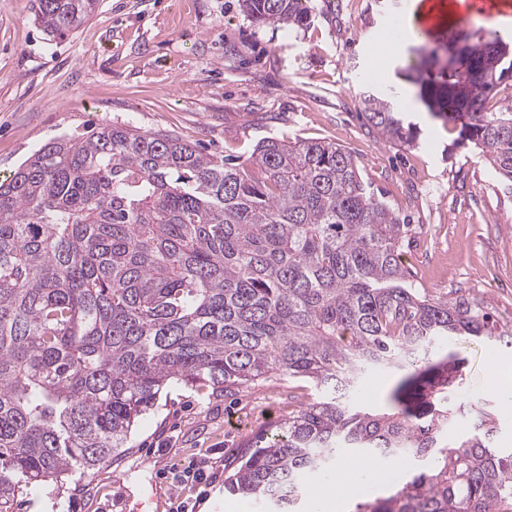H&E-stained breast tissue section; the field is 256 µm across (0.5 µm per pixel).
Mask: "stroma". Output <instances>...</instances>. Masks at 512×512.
I'll return each mask as SVG.
<instances>
[{"label": "stroma", "mask_w": 512, "mask_h": 512, "mask_svg": "<svg viewBox=\"0 0 512 512\" xmlns=\"http://www.w3.org/2000/svg\"><path fill=\"white\" fill-rule=\"evenodd\" d=\"M395 0H309L307 27L254 25L240 0H99L65 38L36 24L31 0H0V181L42 145L102 125L167 132L219 157L247 156L267 138L322 139L353 156L376 196L409 226L402 259L415 287L488 304L512 334V182L421 101L405 110L415 146L366 125L361 95L410 90L421 48L445 43L440 22L393 51L384 45ZM469 401L491 399V369L512 345L459 340ZM318 393L275 376L233 395L176 385L135 430L128 449L67 485L24 492L15 512H265L226 493L224 467L263 430ZM205 463L202 487L178 483Z\"/></svg>", "instance_id": "stroma-1"}]
</instances>
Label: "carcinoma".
<instances>
[{
    "instance_id": "carcinoma-1",
    "label": "carcinoma",
    "mask_w": 512,
    "mask_h": 512,
    "mask_svg": "<svg viewBox=\"0 0 512 512\" xmlns=\"http://www.w3.org/2000/svg\"><path fill=\"white\" fill-rule=\"evenodd\" d=\"M97 4L34 0V17L64 37ZM241 5L258 25L310 21L306 0ZM460 39L445 64L429 52L439 78L412 82L512 182V105L487 111L512 58L493 53L490 26L448 44ZM361 103L383 139L414 144L398 92ZM407 229L351 154L318 139L218 159L105 125L41 147L0 183V512L26 486L109 462L169 385L230 392L274 376L321 396L242 447L225 491L296 512L308 476L396 459L406 482L385 499L355 494L354 512H512V451L492 447L489 403L458 396L466 359L436 352L503 336L485 304L413 286ZM370 370L396 376L388 409L352 401Z\"/></svg>"
}]
</instances>
